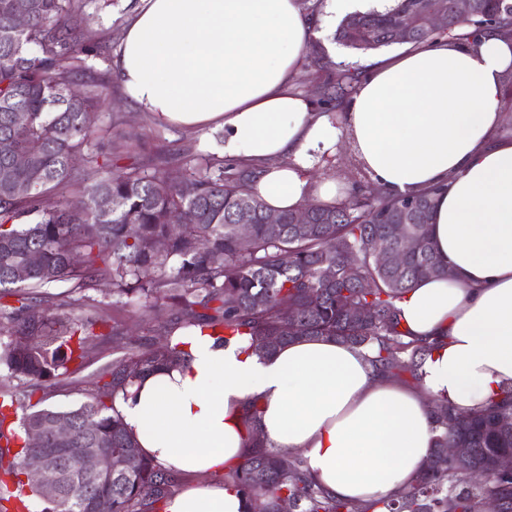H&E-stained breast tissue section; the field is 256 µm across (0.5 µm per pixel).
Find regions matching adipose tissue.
I'll return each mask as SVG.
<instances>
[{
  "instance_id": "adipose-tissue-1",
  "label": "adipose tissue",
  "mask_w": 512,
  "mask_h": 512,
  "mask_svg": "<svg viewBox=\"0 0 512 512\" xmlns=\"http://www.w3.org/2000/svg\"><path fill=\"white\" fill-rule=\"evenodd\" d=\"M322 34L300 0H139L114 64L142 111L202 131L217 155L255 166L251 191L269 211L344 198L342 182L314 172L345 142L386 193L444 185L430 237L450 273L418 281L399 304L404 330L443 343L418 392L377 375L369 350L329 338L260 355L190 336L184 363L114 398L143 454L197 478L164 512H247L222 480L252 444L247 402L266 447L300 452L330 495L372 502L427 466L428 397L469 410L512 386V137L500 133L512 43L482 32L474 45L368 60L332 113L288 87Z\"/></svg>"
}]
</instances>
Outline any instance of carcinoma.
Masks as SVG:
<instances>
[{"mask_svg": "<svg viewBox=\"0 0 512 512\" xmlns=\"http://www.w3.org/2000/svg\"><path fill=\"white\" fill-rule=\"evenodd\" d=\"M28 21L14 24V0H0V512L29 508L42 497L28 468L47 455L58 471L59 495L43 512H94L96 500L112 502V512H157L182 476L147 457L128 433L113 406L115 393L142 375L180 363L185 338L198 333L224 342L237 338L248 348L270 354L302 337H325L369 347L380 374L407 375L415 382L432 349L427 341L401 329L398 302L423 279L445 274L434 255L429 222L438 189L414 196L371 195L361 183L334 205L307 204L311 223L299 231L295 213H279L280 223L265 224L264 206L249 190L255 171L239 166L224 176L223 158L212 156L189 174L175 177L167 166L146 173L132 166L112 170V147L128 142L112 128L96 123V111L112 79L89 63V29L70 24L85 0H26ZM429 9L448 14L445 28L433 32L418 24L414 46L441 41L462 43L491 25L512 38V0H473V17L462 25L453 0H400L385 13L355 12L338 26L334 39L368 52L395 44L403 17L419 19ZM356 68L345 65L328 74V100L348 98L357 83ZM23 111L26 122L13 115ZM25 157L18 166L14 155ZM408 202L418 205L405 225L422 235L419 251L396 263L377 254L398 251L390 220ZM250 224V236L237 232ZM165 243L159 249L156 244ZM33 252L40 264L26 278L15 277ZM288 255V263L281 261ZM333 266L336 276L322 277ZM104 277L112 294L135 302L141 320L165 336L161 345L126 338L119 328L95 333L96 317L76 307L89 297L60 300L47 289L64 282L83 291ZM352 305L369 310L352 321ZM49 306L50 314L29 312ZM293 308L296 314L288 315ZM128 352L103 366L81 389L84 400L67 407H44L47 389L84 368L92 350L113 343ZM436 436L429 465L383 503L387 512H483L484 501L499 499L512 512V476L488 472L474 483L472 469L501 452L512 453V388L503 397L465 414L446 401L430 406ZM93 418L96 428L83 429ZM55 420L70 422V439L46 438L49 453L32 448V431ZM85 448H101L127 458L110 475L83 470ZM469 448L461 461L448 449ZM224 484L250 502L249 512H275L285 499L294 512H372L365 505L329 495L291 452L250 448L224 472Z\"/></svg>", "mask_w": 512, "mask_h": 512, "instance_id": "obj_1", "label": "carcinoma"}]
</instances>
